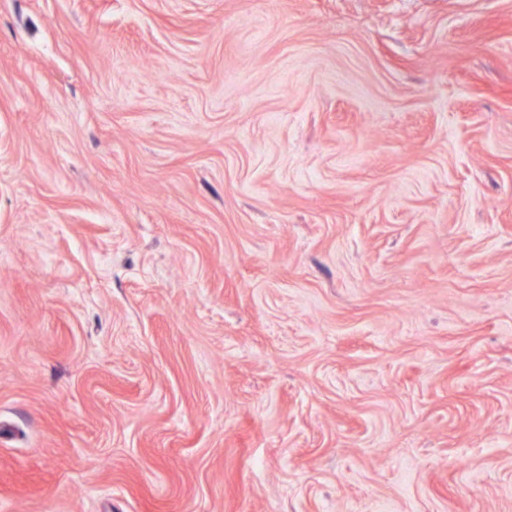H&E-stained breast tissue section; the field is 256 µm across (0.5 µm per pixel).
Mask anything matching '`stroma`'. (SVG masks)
<instances>
[{"mask_svg":"<svg viewBox=\"0 0 512 512\" xmlns=\"http://www.w3.org/2000/svg\"><path fill=\"white\" fill-rule=\"evenodd\" d=\"M0 512H512V0H0Z\"/></svg>","mask_w":512,"mask_h":512,"instance_id":"35a3bbf8","label":"stroma"}]
</instances>
